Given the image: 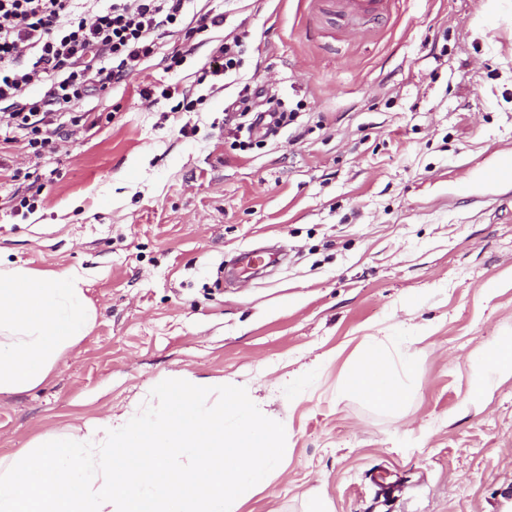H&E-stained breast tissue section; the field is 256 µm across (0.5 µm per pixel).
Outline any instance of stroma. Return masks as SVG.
Returning a JSON list of instances; mask_svg holds the SVG:
<instances>
[{
    "label": "stroma",
    "mask_w": 512,
    "mask_h": 512,
    "mask_svg": "<svg viewBox=\"0 0 512 512\" xmlns=\"http://www.w3.org/2000/svg\"><path fill=\"white\" fill-rule=\"evenodd\" d=\"M500 2L392 0L352 38L312 0H195L224 23L180 67L166 38L86 101L94 129L38 157L0 142V259L77 270L96 309L42 385L0 394V460L184 378L245 387L285 428V469L240 512H306L318 489L331 512H512V375L471 391L480 352L512 336V213L481 203L512 184L480 181L512 157ZM235 30L239 71L198 83ZM247 84L301 111L242 151L224 103ZM273 244L276 266L239 272ZM367 336L412 357L397 408L338 393Z\"/></svg>",
    "instance_id": "stroma-1"
}]
</instances>
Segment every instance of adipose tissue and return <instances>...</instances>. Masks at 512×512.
Returning <instances> with one entry per match:
<instances>
[{"mask_svg":"<svg viewBox=\"0 0 512 512\" xmlns=\"http://www.w3.org/2000/svg\"><path fill=\"white\" fill-rule=\"evenodd\" d=\"M84 283L73 269L46 273L0 263V393L40 386L89 334L96 314ZM367 343L339 390L383 409L396 407L413 373L410 356L373 336Z\"/></svg>","mask_w":512,"mask_h":512,"instance_id":"1","label":"adipose tissue"}]
</instances>
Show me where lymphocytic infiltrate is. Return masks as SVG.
<instances>
[{"label":"lymphocytic infiltrate","mask_w":512,"mask_h":512,"mask_svg":"<svg viewBox=\"0 0 512 512\" xmlns=\"http://www.w3.org/2000/svg\"><path fill=\"white\" fill-rule=\"evenodd\" d=\"M191 0H0V105L8 107L0 142L22 135L31 154L41 155L78 129L99 122L84 110L94 94L141 71L162 39L176 33L192 39L220 26L223 15H207L198 27L186 22ZM248 31L225 36L205 74L229 75L249 49ZM235 131L264 126L266 136L292 124L296 110L267 98L256 109L243 87L226 109Z\"/></svg>","instance_id":"lymphocytic-infiltrate-1"}]
</instances>
